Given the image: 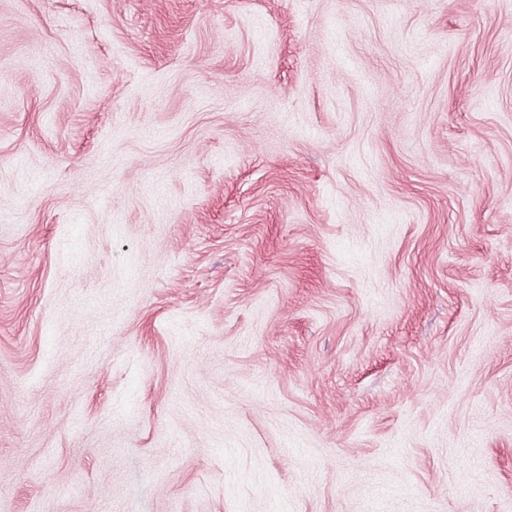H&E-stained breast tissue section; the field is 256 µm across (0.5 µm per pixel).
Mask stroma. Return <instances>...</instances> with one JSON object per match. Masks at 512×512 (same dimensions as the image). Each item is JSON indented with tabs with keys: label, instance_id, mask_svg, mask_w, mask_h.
<instances>
[{
	"label": "stroma",
	"instance_id": "35a3bbf8",
	"mask_svg": "<svg viewBox=\"0 0 512 512\" xmlns=\"http://www.w3.org/2000/svg\"><path fill=\"white\" fill-rule=\"evenodd\" d=\"M0 512H512V0H0Z\"/></svg>",
	"mask_w": 512,
	"mask_h": 512
}]
</instances>
